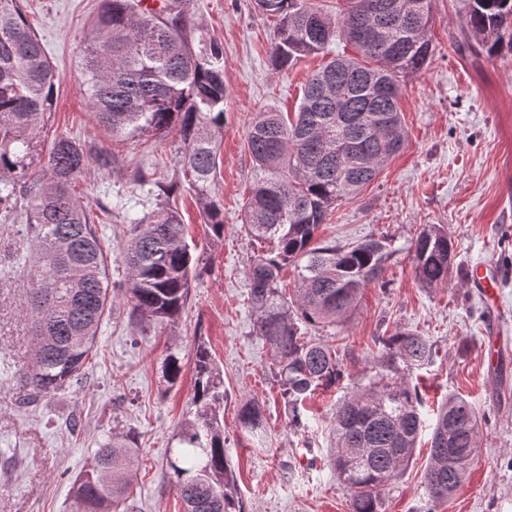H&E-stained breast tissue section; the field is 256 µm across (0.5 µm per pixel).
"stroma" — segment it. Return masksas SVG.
I'll return each instance as SVG.
<instances>
[{
    "instance_id": "stroma-1",
    "label": "stroma",
    "mask_w": 512,
    "mask_h": 512,
    "mask_svg": "<svg viewBox=\"0 0 512 512\" xmlns=\"http://www.w3.org/2000/svg\"><path fill=\"white\" fill-rule=\"evenodd\" d=\"M29 23L61 81L55 108L40 130L27 177H41L58 136L86 149V173L74 191L88 202L108 253L114 310L104 319L96 350L78 384L25 403L24 375L32 356L26 271L15 253L31 242L23 212L0 214V512H74L71 486L112 435L139 457L128 512H183L166 477L175 434L193 412L194 353L205 342L224 376V448L237 476L245 512H349L348 495L332 468L330 421L338 402L379 371L377 337L400 328L429 337L432 364L410 381L425 420L459 394L480 420V453L469 480L437 512H512V357L489 371L486 332L512 337V53L491 57L465 35L461 0H434L430 64L401 83L405 146L353 200L336 206L316 241L355 243L375 236L394 251L382 282L364 288L347 321L314 331L337 351L343 376L308 403V426L288 425V410L272 372L273 357L255 334L246 271L253 244L242 226L252 177L246 135L260 112H296L308 77L331 56L353 54L346 43L301 57L274 72L269 48L274 20L253 0H191L194 27L224 49V137L214 192L224 206V237L211 240L188 183L177 180L180 135L115 137L95 125L81 87L80 61L90 22L102 0H24ZM171 187L169 202L193 239L198 273L174 323L132 321L120 284V245L130 221L149 213L153 198L135 185L136 170ZM442 224L456 248L448 286L425 287L409 246L424 225ZM492 258L503 270L502 320L467 288L468 265ZM182 360L177 383L162 366L168 351ZM265 408L266 437L257 441L238 423L245 403ZM429 445L420 442L402 476L383 493L384 512H427L424 487Z\"/></svg>"
}]
</instances>
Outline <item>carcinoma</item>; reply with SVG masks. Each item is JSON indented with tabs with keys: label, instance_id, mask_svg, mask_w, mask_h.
<instances>
[{
	"label": "carcinoma",
	"instance_id": "cac0c4a2",
	"mask_svg": "<svg viewBox=\"0 0 512 512\" xmlns=\"http://www.w3.org/2000/svg\"><path fill=\"white\" fill-rule=\"evenodd\" d=\"M103 0L91 23L81 67L84 91L96 123L114 136H138L178 128V164L190 176L212 236H224V207L212 184L224 131V51L191 36V0ZM330 14L315 0H255L260 14L275 17L271 45L275 71L304 55L345 41L357 56H337L307 80L297 112H261L247 131L253 163L244 205L247 235L267 245L251 257L247 279L255 332L273 351L289 425L305 426V404L342 378L333 347L307 335L336 327L352 312L361 290L383 278L390 253L369 237L353 244L313 243L337 202L356 198L403 145L399 109L401 79L434 56L432 0H392L395 15L381 41L353 36L376 24L364 13L367 0H336ZM468 29L495 57L512 51V0H463ZM311 15L322 17L313 29ZM60 76L30 26L23 0H0V207L26 201L24 229L33 243L22 257L32 288L33 361L26 373L28 397L69 387L82 370L114 300L109 265L90 217L89 204L71 192L85 171L87 153L69 137L48 153L47 176L20 183L13 177L36 152V138L55 105ZM419 280L429 288L448 284L454 245L441 224H426L411 247ZM128 270L126 298L132 315L170 323L179 317L194 268L186 224L171 208L131 222L122 247ZM297 272L291 296L279 288L280 273ZM384 367L337 408L330 462L349 495L351 512H383L382 494L411 462L424 420L420 396L402 362H432L434 343L396 330L378 338ZM163 369L175 383L177 353ZM193 418L177 433L178 455L167 463L184 512H244L236 475L224 452V379L208 347L194 353ZM239 425L264 431L257 402L244 405ZM478 416L460 396L440 404L432 424L425 491L432 505L451 498L468 479L478 453ZM134 449L122 441L102 444L91 469L72 488L76 512H116L127 494L125 476Z\"/></svg>",
	"mask_w": 512,
	"mask_h": 512
}]
</instances>
